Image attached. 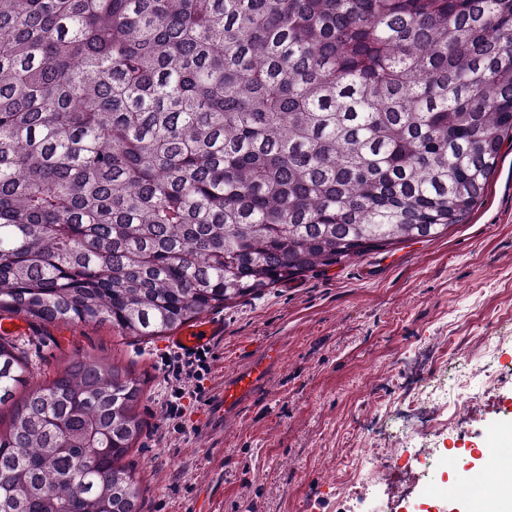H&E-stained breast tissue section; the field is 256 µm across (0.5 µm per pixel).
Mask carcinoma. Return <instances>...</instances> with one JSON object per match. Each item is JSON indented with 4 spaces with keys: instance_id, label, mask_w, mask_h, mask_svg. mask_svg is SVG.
Returning <instances> with one entry per match:
<instances>
[{
    "instance_id": "obj_1",
    "label": "carcinoma",
    "mask_w": 512,
    "mask_h": 512,
    "mask_svg": "<svg viewBox=\"0 0 512 512\" xmlns=\"http://www.w3.org/2000/svg\"><path fill=\"white\" fill-rule=\"evenodd\" d=\"M512 138V0H0V318L154 338L464 224ZM0 512H142L141 383L27 388Z\"/></svg>"
}]
</instances>
